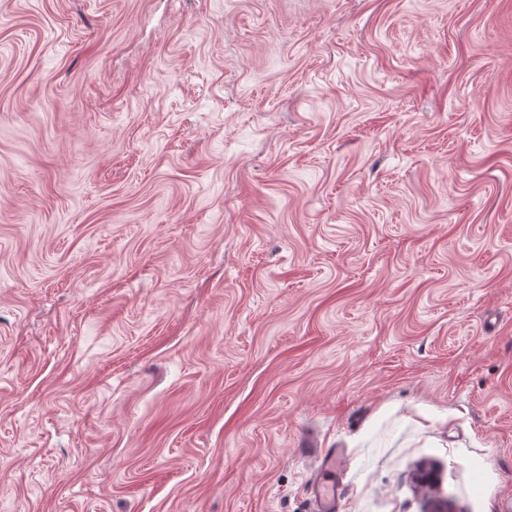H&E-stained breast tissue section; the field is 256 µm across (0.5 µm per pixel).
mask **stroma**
<instances>
[{
  "mask_svg": "<svg viewBox=\"0 0 512 512\" xmlns=\"http://www.w3.org/2000/svg\"><path fill=\"white\" fill-rule=\"evenodd\" d=\"M499 512L512 0H0V512ZM303 448H307L308 456L316 455L320 462L319 470L322 475V481L317 484L316 490V512H335L339 507V496L337 495L336 481L331 478L336 470V455L330 449H318L313 444H304Z\"/></svg>",
  "mask_w": 512,
  "mask_h": 512,
  "instance_id": "35a3bbf8",
  "label": "stroma"
}]
</instances>
